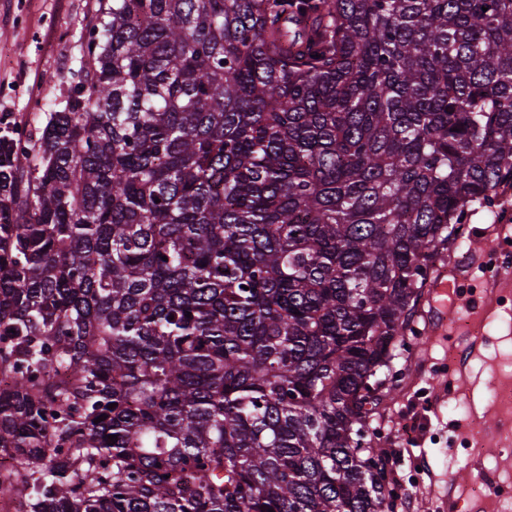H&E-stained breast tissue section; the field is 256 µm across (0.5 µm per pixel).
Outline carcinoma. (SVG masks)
Here are the masks:
<instances>
[{
    "instance_id": "carcinoma-1",
    "label": "carcinoma",
    "mask_w": 512,
    "mask_h": 512,
    "mask_svg": "<svg viewBox=\"0 0 512 512\" xmlns=\"http://www.w3.org/2000/svg\"><path fill=\"white\" fill-rule=\"evenodd\" d=\"M507 183L512 0H95L0 121V495L387 512L382 375Z\"/></svg>"
}]
</instances>
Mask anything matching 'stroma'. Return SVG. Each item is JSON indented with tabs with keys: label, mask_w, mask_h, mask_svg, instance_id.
<instances>
[{
	"label": "stroma",
	"mask_w": 512,
	"mask_h": 512,
	"mask_svg": "<svg viewBox=\"0 0 512 512\" xmlns=\"http://www.w3.org/2000/svg\"><path fill=\"white\" fill-rule=\"evenodd\" d=\"M91 3L0 0V117H21L37 104L55 110L79 66ZM460 234L465 251L449 247L439 265L464 275V294L447 332L434 336L424 333L431 308L421 298L417 333L397 349L389 394L371 419V445L401 451L396 503L413 498L442 512L450 497L457 512H512L503 493L512 486V406L498 397L512 389V310L484 299L491 285L473 257L507 247L512 223H487L477 207Z\"/></svg>",
	"instance_id": "1"
}]
</instances>
